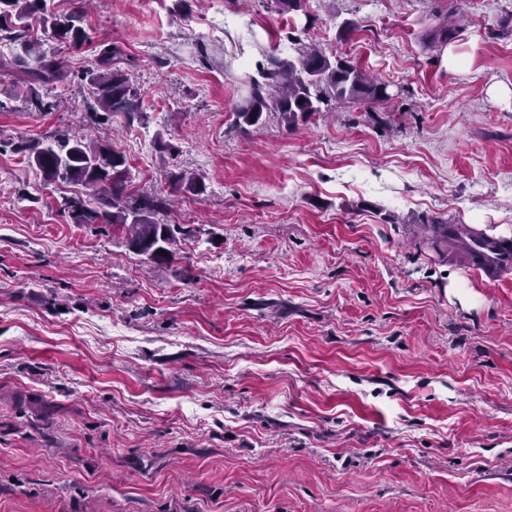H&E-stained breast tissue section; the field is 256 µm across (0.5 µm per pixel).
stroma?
<instances>
[{"mask_svg": "<svg viewBox=\"0 0 512 512\" xmlns=\"http://www.w3.org/2000/svg\"><path fill=\"white\" fill-rule=\"evenodd\" d=\"M466 28L424 46L433 13ZM512 0H90L91 40L43 48L54 112L0 94V512H512V270L439 255L425 222L512 240ZM251 27L240 26V19ZM350 22L347 38L339 27ZM388 85L289 129L234 111L288 35ZM143 111H101L99 39ZM462 65L448 66L449 53ZM88 135L128 193L197 228L174 258L72 223L19 145ZM174 153L159 152V142ZM167 179L174 192H189L197 196L206 192V185L203 178L194 173L170 171L167 174Z\"/></svg>", "mask_w": 512, "mask_h": 512, "instance_id": "35a3bbf8", "label": "stroma"}]
</instances>
